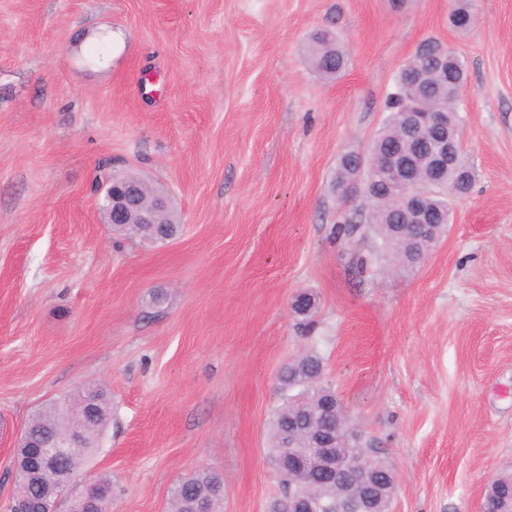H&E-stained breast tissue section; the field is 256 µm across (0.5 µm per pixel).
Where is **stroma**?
Listing matches in <instances>:
<instances>
[{
    "instance_id": "1",
    "label": "stroma",
    "mask_w": 512,
    "mask_h": 512,
    "mask_svg": "<svg viewBox=\"0 0 512 512\" xmlns=\"http://www.w3.org/2000/svg\"><path fill=\"white\" fill-rule=\"evenodd\" d=\"M0 0V512L31 415L89 384L112 418L80 480L112 512H170L182 476L224 478V512H265L278 373L309 349L399 474L391 512H480L512 466V0ZM348 65L318 75L308 38ZM466 62L470 192L407 272L336 237V164L367 149L418 43ZM170 189L154 247L98 210L108 176ZM317 303L300 325L290 303ZM306 55L314 70L325 77H337L345 68V52L338 40L332 36L320 35L311 38Z\"/></svg>"
}]
</instances>
